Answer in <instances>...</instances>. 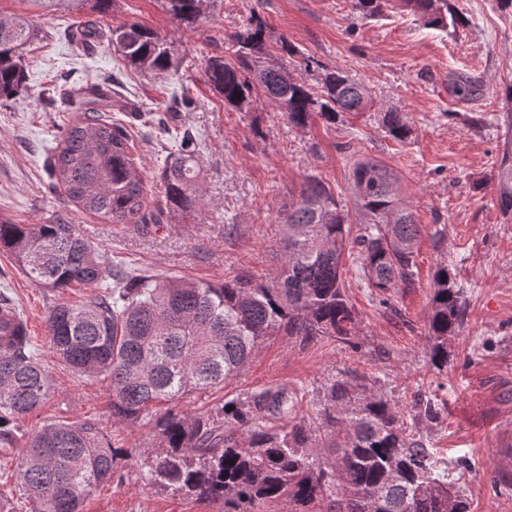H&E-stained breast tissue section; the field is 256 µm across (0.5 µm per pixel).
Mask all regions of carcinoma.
<instances>
[{"mask_svg":"<svg viewBox=\"0 0 512 512\" xmlns=\"http://www.w3.org/2000/svg\"><path fill=\"white\" fill-rule=\"evenodd\" d=\"M396 1L428 29L465 25L450 0H351V8L358 18L374 20ZM28 2L75 11L88 3L90 11L107 15L114 0ZM163 2L178 26L193 29L217 0ZM38 32L34 16L0 17L1 99L24 89L19 51ZM103 38L134 71H178L175 41L136 23L118 25L105 37L93 21L68 31L69 41L86 49ZM294 55L286 40L270 45L255 16L245 31L227 38L224 55L207 59L205 75L236 111L250 112L263 99L297 129L317 119L334 125L369 105L367 86L337 68L322 67L314 90L287 69L284 57ZM102 88L94 82L79 91L89 108L46 156V173L83 211L111 224H148L155 220L146 211L152 188L136 168L128 129L93 108L111 98ZM381 123L398 141L413 134L406 113L396 109L381 113ZM164 132L175 140L174 159L161 173L165 210L200 211L195 137L187 130ZM352 179L360 212L355 228L315 177L298 200L283 206L281 259L268 284L246 275L197 282L114 267L64 218L51 224L0 218V251L9 252L34 285L95 288L78 305H54L46 331L74 375L111 380L112 417L136 422L155 403H173L152 418L163 451L149 461L150 484L195 501H222L224 512H255L272 499L290 501L295 512H310L315 503L320 512H469L465 496L433 472L428 450L407 434L395 404L356 374L344 372L324 386L321 437L293 415L286 387L226 401L208 414L174 405L240 374L278 336L356 348L358 321L341 282L345 253H356L368 284L382 293L412 284L420 227L396 197L397 173L364 157L354 162ZM495 190L501 211L511 217L507 150ZM463 313L464 290L443 266L435 276L428 336L439 367L448 366V339L460 330ZM51 394L31 339L0 354V447L21 448L15 472L30 512H80L86 493L112 481L119 452L90 423L53 420L33 432L15 424L39 411Z\"/></svg>","mask_w":512,"mask_h":512,"instance_id":"cac0c4a2","label":"carcinoma"}]
</instances>
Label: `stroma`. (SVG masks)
Here are the masks:
<instances>
[{
    "label": "stroma",
    "instance_id": "35a3bbf8",
    "mask_svg": "<svg viewBox=\"0 0 512 512\" xmlns=\"http://www.w3.org/2000/svg\"><path fill=\"white\" fill-rule=\"evenodd\" d=\"M451 2L469 20L452 35L424 28L396 7L381 20L360 21L350 0H219L190 31L178 28L161 0H118L114 11L98 18L64 9L48 13L39 40L22 51L26 91L0 100V216L18 224L67 218L108 263L131 270L200 281L246 274L262 282L279 263L284 228L278 212L298 199L308 177L323 180L353 222L352 164L381 160L398 174V194L421 229L412 286L377 292L344 258L342 282L359 323L357 348L281 336L242 375L179 405L203 413L284 386L294 395V414L315 427L325 385L354 372L395 403L408 431L436 461L437 474L466 494L470 512H512V483L492 481L512 457V223H505L493 186L512 127V99L505 95L512 83V13L499 10L496 0ZM254 15L266 22L270 43L285 39L296 48L292 64L309 58L367 85L373 94L368 112L297 130L265 102L249 112L227 106L207 82L206 61L223 54L225 37L244 31ZM90 19L105 31L137 23L169 36L182 58L179 73L126 70L105 43L92 51L75 47L67 28ZM460 75L475 82L471 97L455 95L452 81ZM90 80L113 86L111 115L131 134L137 167L152 187L149 210L162 201L159 175L170 152L160 121L197 135L201 212L167 213L144 228L108 224L49 189L43 152L59 144L63 126L77 117L60 91ZM184 89L194 110L175 98ZM391 108L406 112L411 139L399 142L383 132L379 114ZM443 266L464 288L466 312L448 341L450 362L440 369L427 336L434 278ZM1 288L27 316L53 385L51 399L20 426L31 431L48 420H88L127 452L117 461L123 484L93 489L83 512H224L222 503L148 486L142 452L158 444L149 417L116 421L109 379L77 378L57 359L46 315L55 304L81 303L89 287H37L11 254L0 251ZM428 403L438 409V420L420 417Z\"/></svg>",
    "mask_w": 512,
    "mask_h": 512
}]
</instances>
